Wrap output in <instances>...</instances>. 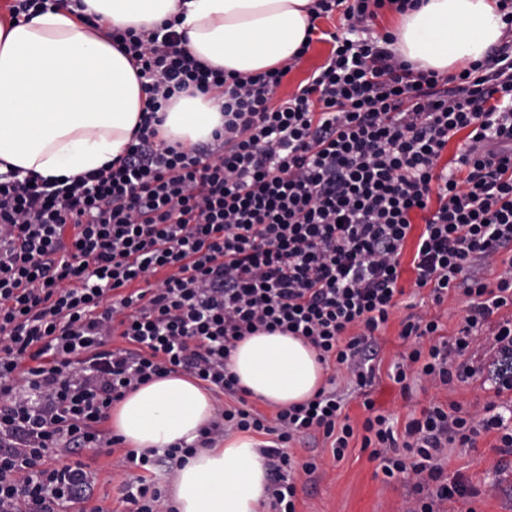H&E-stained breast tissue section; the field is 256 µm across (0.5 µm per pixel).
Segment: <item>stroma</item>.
<instances>
[{
    "label": "stroma",
    "instance_id": "stroma-1",
    "mask_svg": "<svg viewBox=\"0 0 512 512\" xmlns=\"http://www.w3.org/2000/svg\"><path fill=\"white\" fill-rule=\"evenodd\" d=\"M415 274L404 269L402 283L406 293L402 305L380 333L376 334L378 366L370 389L375 413L389 416L396 430H403L414 418L420 417L423 409L434 400L452 399L473 410L482 408L491 400L493 391L487 374H480L456 383L453 390H435L410 383L401 387L394 382L393 365L398 360L404 345L398 337L401 320L410 311H426L439 316L446 333H454L462 315L463 304L459 298L448 297L442 305H434L427 290L413 287ZM361 437H354L342 460H334L331 453L322 449L321 443L303 441L292 444L289 453L297 463L316 460L318 468L310 475L298 474V512H402L411 485L400 479H387L377 461L361 448ZM499 457L494 435H480L470 448H452L444 463V474L448 477L463 476L475 488H483L491 482H499L501 492L497 497L459 499L455 512H512V470L496 475L492 464ZM90 470L95 471L91 506L102 507L104 512H129L124 500L125 474L113 469L112 459L105 453L87 457Z\"/></svg>",
    "mask_w": 512,
    "mask_h": 512
}]
</instances>
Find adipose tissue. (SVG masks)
Listing matches in <instances>:
<instances>
[{
    "label": "adipose tissue",
    "mask_w": 512,
    "mask_h": 512,
    "mask_svg": "<svg viewBox=\"0 0 512 512\" xmlns=\"http://www.w3.org/2000/svg\"><path fill=\"white\" fill-rule=\"evenodd\" d=\"M49 0L44 12L0 20V173L73 177L121 154L146 95L129 58L104 31L150 32L181 18L184 46L205 64L253 74L288 61L306 38L313 0ZM497 0H420L402 15L395 48L419 68L454 74L482 61L503 37ZM164 138L186 146L222 127L221 103L196 90L177 93L164 110ZM230 368L250 397L288 406L314 397L324 369L302 339L260 333L238 343ZM216 417L210 393L170 374L129 392L110 411L125 446L165 449L195 444ZM268 467L256 440L228 435L197 448L175 467V512H263Z\"/></svg>",
    "instance_id": "obj_1"
}]
</instances>
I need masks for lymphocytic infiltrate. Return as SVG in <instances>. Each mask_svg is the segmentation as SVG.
I'll use <instances>...</instances> for the list:
<instances>
[{"label":"lymphocytic infiltrate","mask_w":512,"mask_h":512,"mask_svg":"<svg viewBox=\"0 0 512 512\" xmlns=\"http://www.w3.org/2000/svg\"><path fill=\"white\" fill-rule=\"evenodd\" d=\"M417 0H313L316 19L341 12L343 32L299 91L274 103L296 61L255 75L210 67L167 21L150 34L108 30L138 71L148 104L124 153L58 180L0 175V512H87L94 475L85 451L113 448L112 404L154 377L176 373L225 398L197 444L129 450L118 467L143 469L124 487L132 512H173L155 467L212 448L226 431L274 436L261 448L272 512H296L291 441L323 436L343 458L354 436L344 389L371 412L363 448L389 478L412 483L405 512H454L470 495L448 481L449 449L497 432L503 470L512 456V0H498L502 43L456 76L417 70L390 36H370L379 10ZM224 97V130L208 143L159 137L162 110L188 87ZM466 140L450 163L451 139ZM422 229H415V220ZM434 303L461 297L454 335L412 313L399 384L441 388L474 370L462 357L489 319L494 398L469 413L432 402L396 435L373 414V336L404 288ZM495 271L487 279L486 271ZM280 332L309 343L342 387L266 417L248 407L228 368L238 342ZM122 346H112L113 338Z\"/></svg>","instance_id":"lymphocytic-infiltrate-1"}]
</instances>
